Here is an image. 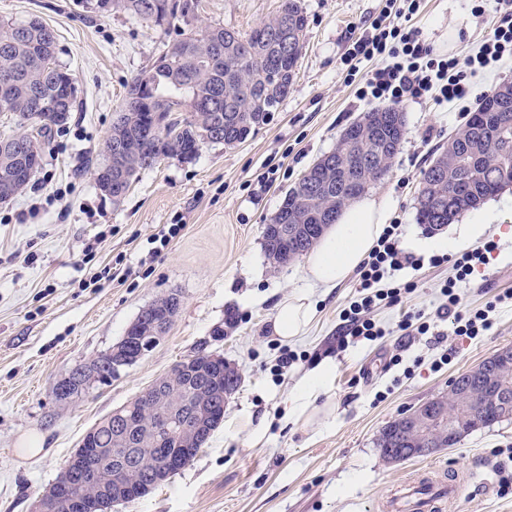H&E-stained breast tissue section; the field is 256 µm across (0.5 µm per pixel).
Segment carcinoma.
Here are the masks:
<instances>
[{
  "mask_svg": "<svg viewBox=\"0 0 512 512\" xmlns=\"http://www.w3.org/2000/svg\"><path fill=\"white\" fill-rule=\"evenodd\" d=\"M179 2L180 9L170 13L168 0H110L112 9L151 19L178 33L153 65L128 84L106 138L104 163L96 170L95 180L101 191L116 199L120 195L112 191L107 177L110 168L124 171L132 183L141 170L165 158L190 160L199 150V131L212 123L220 125L224 144L246 140L288 97L305 49L303 43L292 51L284 48L289 37L297 34L305 39L307 20L299 0H283L279 13L264 27L247 33L220 24L195 33L191 25L199 9L198 0ZM15 27L12 22L0 21V103L7 102L21 121L42 125L40 137L33 143L40 151L52 129L68 120L75 94L67 91L68 70L58 72L61 65L55 31L38 20L25 23L21 33L15 32ZM497 97L496 92L485 97L448 148L421 171L416 219L428 229H438L469 208L461 199L448 201L452 185L465 186L472 196L485 200L512 184V104L503 112H483ZM154 112L168 114L169 124L154 134L153 148L146 151L142 138ZM116 142L122 151L113 154L112 144ZM400 142L398 132L375 125L372 113H366L356 122L355 144L341 139L330 155L332 165L318 162L309 168L265 225L267 259L280 265L309 252L323 232L319 216L336 217L386 175ZM22 166V154L0 150V199L16 194L31 181L20 176ZM180 305L176 294L155 300L129 326V335H144L147 319L153 316L166 314L174 321ZM137 361L132 348L121 364L106 352L73 370L56 386V397L65 400L88 390L93 383L108 384L121 368ZM172 372L173 388L160 408L182 413L201 409L206 414L204 439H209L224 419V397L240 384L239 373L220 356L211 360L203 348L178 362ZM495 380L509 397L483 410L486 426L512 419V368H498ZM483 391V380L465 373L450 394L424 406H460L468 394ZM419 412L417 408L382 429L377 446L385 460L419 457L423 448H450L474 430L471 422L462 421L450 432L448 422L434 418L425 422ZM156 414L155 409L145 410L133 419L131 446L120 442V430L111 416L83 436L79 447L89 452L74 451L57 478L62 484L59 512H90L92 503L106 510L118 501L116 482L132 483L147 492L198 455L199 446L186 451L155 435L151 425Z\"/></svg>",
  "mask_w": 512,
  "mask_h": 512,
  "instance_id": "carcinoma-1",
  "label": "carcinoma"
}]
</instances>
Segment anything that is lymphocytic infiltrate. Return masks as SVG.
I'll return each mask as SVG.
<instances>
[{
	"label": "lymphocytic infiltrate",
	"instance_id": "lymphocytic-infiltrate-1",
	"mask_svg": "<svg viewBox=\"0 0 512 512\" xmlns=\"http://www.w3.org/2000/svg\"><path fill=\"white\" fill-rule=\"evenodd\" d=\"M494 33L478 51L463 57L436 54L425 44L410 20L420 8V0H386L384 9L370 30L352 42L344 58L349 70L371 61L375 67L366 74L357 90L359 99L379 103H418L427 97L448 103L472 93L471 79L480 70L512 55V0H495ZM498 244L489 240L459 255L453 263L454 276L442 286L445 301L438 318L448 320L455 335L475 338L491 329L488 310L472 309L457 292L459 284L483 265ZM414 258L404 251L398 224L388 225L374 250L358 269L357 296L343 309V326L336 338L337 349H346L358 339H372L379 330L370 314L383 306L398 305L412 293L413 283L394 281L393 275Z\"/></svg>",
	"mask_w": 512,
	"mask_h": 512
}]
</instances>
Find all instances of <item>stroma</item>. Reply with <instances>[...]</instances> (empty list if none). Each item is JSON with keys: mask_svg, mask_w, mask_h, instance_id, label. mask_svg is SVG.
Wrapping results in <instances>:
<instances>
[{"mask_svg": "<svg viewBox=\"0 0 512 512\" xmlns=\"http://www.w3.org/2000/svg\"><path fill=\"white\" fill-rule=\"evenodd\" d=\"M306 46L288 98L254 135L235 146L201 144L195 158L170 157L140 172L125 197L97 188L94 171L126 86L176 37L174 30L123 12H94L95 0H0V20L32 19L57 34V59L75 77L76 104L54 128L43 164L25 191L0 201V512H31L86 432L132 401L199 348L223 355L240 375L224 419L187 466L148 495L108 512H385L398 483L425 465H451L479 475L456 512H512L498 492L512 473V419L474 430L454 447L401 462L377 446L388 422L446 395L451 381L512 345V301L499 304L481 336L453 333L439 320L441 287L451 265L397 271L416 288L403 303L377 309L381 336L336 348L340 313L355 294L348 278L330 292L310 288L304 258L271 264L263 231L301 175L333 152L344 131L371 103L355 91L344 56L370 28L384 0H300ZM282 0H200L194 29L221 24L249 31L277 14ZM413 24L424 39L454 55L474 53L493 34L490 17L470 0H423ZM512 83V57L479 72L476 92L448 105L404 104L406 130L389 173L368 195L389 201L402 225V246L429 257L436 234L415 218L420 172L464 127L480 91ZM268 174L266 187L257 177ZM486 238L499 254L461 283L463 302L481 308L512 292V186L488 199ZM179 235L164 248L154 238L170 225ZM311 290L315 305L304 336H274L277 301ZM176 293L180 309L157 345L112 382L57 400L55 387L78 365L112 349L139 312ZM421 311L427 335L404 336L403 314ZM441 339H434V332ZM298 360L279 369L282 348ZM400 364H391L392 356ZM335 374L312 420H286L288 400L319 359ZM267 416L262 442L244 427V412ZM29 436L40 455L22 451Z\"/></svg>", "mask_w": 512, "mask_h": 512, "instance_id": "stroma-1", "label": "stroma"}]
</instances>
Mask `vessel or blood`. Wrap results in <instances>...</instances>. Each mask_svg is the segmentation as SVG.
Segmentation results:
<instances>
[{
    "mask_svg": "<svg viewBox=\"0 0 512 512\" xmlns=\"http://www.w3.org/2000/svg\"><path fill=\"white\" fill-rule=\"evenodd\" d=\"M471 472L432 466L401 482L403 496L395 500L394 512H453L469 482Z\"/></svg>",
    "mask_w": 512,
    "mask_h": 512,
    "instance_id": "b4317fda",
    "label": "vessel or blood"
}]
</instances>
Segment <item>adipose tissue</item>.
<instances>
[{"label": "adipose tissue", "instance_id": "1", "mask_svg": "<svg viewBox=\"0 0 512 512\" xmlns=\"http://www.w3.org/2000/svg\"><path fill=\"white\" fill-rule=\"evenodd\" d=\"M389 218L390 207L384 199L366 197L344 208L307 257L309 281L327 289L346 281L375 248ZM312 316L313 306L307 293L286 297L275 308L273 332L281 342H292L305 334ZM334 371V365L324 360L305 375L292 397L291 413L295 418L310 417Z\"/></svg>", "mask_w": 512, "mask_h": 512}]
</instances>
